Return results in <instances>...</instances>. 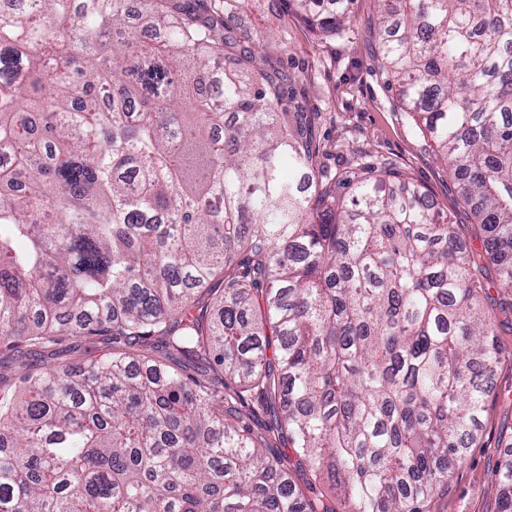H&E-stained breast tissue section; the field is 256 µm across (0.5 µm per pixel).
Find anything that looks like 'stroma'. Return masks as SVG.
<instances>
[{
  "label": "stroma",
  "mask_w": 512,
  "mask_h": 512,
  "mask_svg": "<svg viewBox=\"0 0 512 512\" xmlns=\"http://www.w3.org/2000/svg\"><path fill=\"white\" fill-rule=\"evenodd\" d=\"M275 2L266 14L281 21L276 36L265 37L257 26L253 40L265 44L267 56L291 77V91L304 93L316 110L312 137L322 165L340 176L364 165L405 173L456 224L468 246L483 251V232L458 181L402 111L397 87L381 64L375 36L378 0H354L349 34L340 40L313 27L293 0ZM485 275L488 295L481 309L497 317L498 339L509 355L497 368L477 440L449 474L447 492L429 502L430 512L499 510V466L507 453L500 435L512 426V318L499 311L503 292L495 265H487ZM111 352L108 336H64L57 345L37 350L0 345V388H13L27 368L78 366Z\"/></svg>",
  "instance_id": "stroma-1"
}]
</instances>
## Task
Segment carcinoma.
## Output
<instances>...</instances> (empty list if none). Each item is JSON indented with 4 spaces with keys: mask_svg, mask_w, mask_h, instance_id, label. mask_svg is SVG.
Segmentation results:
<instances>
[{
    "mask_svg": "<svg viewBox=\"0 0 512 512\" xmlns=\"http://www.w3.org/2000/svg\"><path fill=\"white\" fill-rule=\"evenodd\" d=\"M141 2L138 26L126 0L0 10V340L147 348L0 395V512H336L317 480L342 512H426L504 354L481 264L403 173L323 171L242 0ZM296 2L346 31L351 0ZM378 2L403 112L512 296V0ZM500 482L512 512V459Z\"/></svg>",
    "mask_w": 512,
    "mask_h": 512,
    "instance_id": "1",
    "label": "carcinoma"
}]
</instances>
